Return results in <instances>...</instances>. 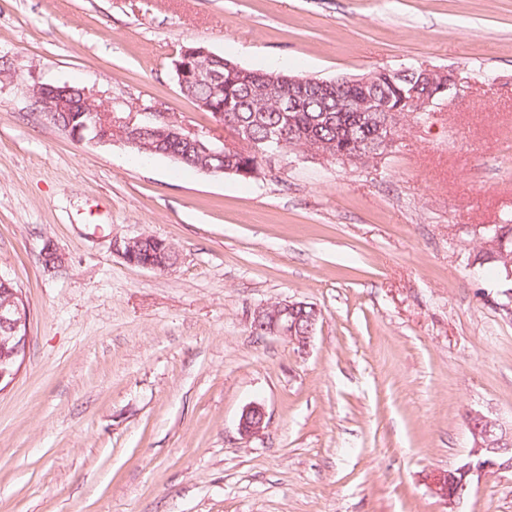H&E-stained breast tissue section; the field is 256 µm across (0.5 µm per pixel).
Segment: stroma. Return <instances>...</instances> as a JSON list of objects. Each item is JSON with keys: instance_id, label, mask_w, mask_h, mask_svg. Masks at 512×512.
<instances>
[{"instance_id": "35a3bbf8", "label": "stroma", "mask_w": 512, "mask_h": 512, "mask_svg": "<svg viewBox=\"0 0 512 512\" xmlns=\"http://www.w3.org/2000/svg\"><path fill=\"white\" fill-rule=\"evenodd\" d=\"M188 44L462 89L370 165L290 154L247 180L76 142L27 93L78 84L222 136L174 80ZM507 214L512 0H0V273L30 312L0 391V512H512L510 471L453 505L430 482L465 459L469 412L512 420V316L469 268ZM141 234L177 266L113 253ZM284 299L321 312L307 349L251 332ZM253 403L267 427L246 441ZM147 243L150 244L149 258L141 260L138 257L139 252ZM112 249L127 264L157 272L173 269L179 260V254L172 243L151 235L134 238L115 237ZM266 427V411L261 404L253 403L242 411L238 423V433L242 439L249 440L259 436Z\"/></svg>"}]
</instances>
